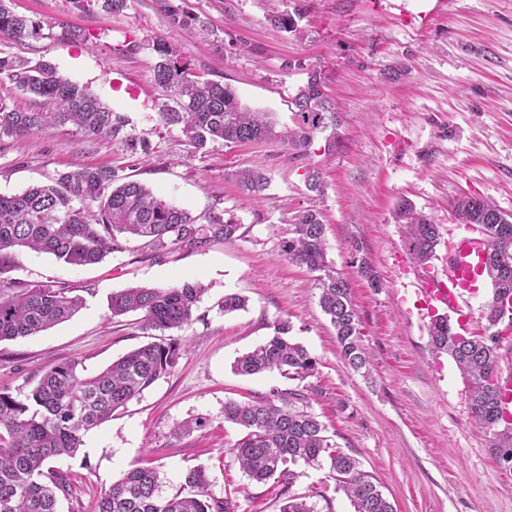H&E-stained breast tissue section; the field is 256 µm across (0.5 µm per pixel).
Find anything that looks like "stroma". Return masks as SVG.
<instances>
[{"label": "stroma", "mask_w": 512, "mask_h": 512, "mask_svg": "<svg viewBox=\"0 0 512 512\" xmlns=\"http://www.w3.org/2000/svg\"><path fill=\"white\" fill-rule=\"evenodd\" d=\"M175 2L201 25L170 27L155 0H132L120 16L82 11L72 0H13L17 12L48 26L70 23L93 40H0L3 53L49 54L64 78L126 116L156 148L144 160L68 127L7 139L0 142V194L60 171L113 165L195 216L226 209L241 224L236 241L159 259L138 240L87 267L17 252L8 274L15 289L66 284L84 300L70 320L0 342V392L19 398L50 365L74 361L92 375L147 343L136 316L109 321L112 292L186 281L204 288L192 322L177 333V366L85 433L76 458L49 461L71 486L60 512H93L112 483L143 465L158 470L163 497L201 467L209 492L230 497L236 512H281L292 496L310 497L318 512H353L327 465L303 467L286 485L250 481L234 461L231 450L244 432L225 421V402L264 400L276 391L306 396L308 411L372 475L396 512H512V475L500 469L491 434L475 425L453 359L430 344V319L447 307L424 295L428 282L447 280L454 242L474 234L458 220L456 198L480 197L512 215V0ZM297 8L303 39L269 25L271 12ZM160 36L196 75L231 86L244 105L272 113L282 126L293 121L298 90L320 72L338 107L342 140L332 156L322 154L323 138L315 140L323 195L307 191L304 163L289 160L276 142L217 143L188 154L178 131L159 117L167 99L153 83L151 43ZM257 164L269 184L253 198L230 174ZM404 201L439 226L435 255L423 266L406 248ZM304 208L322 212L327 258L351 284L369 373L345 362L313 275L283 252L290 223ZM356 244L382 288H370L354 267ZM229 293L245 297V309L224 313ZM282 320L316 358L314 376L234 373L235 359L273 336Z\"/></svg>", "instance_id": "1"}]
</instances>
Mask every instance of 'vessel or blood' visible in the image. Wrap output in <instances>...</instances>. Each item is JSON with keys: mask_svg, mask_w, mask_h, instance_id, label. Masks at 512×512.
I'll return each mask as SVG.
<instances>
[{"mask_svg": "<svg viewBox=\"0 0 512 512\" xmlns=\"http://www.w3.org/2000/svg\"><path fill=\"white\" fill-rule=\"evenodd\" d=\"M485 257V247L480 239H461L448 255L447 281L428 283V299L447 305L459 319H467L469 301L483 280Z\"/></svg>", "mask_w": 512, "mask_h": 512, "instance_id": "b4317fda", "label": "vessel or blood"}]
</instances>
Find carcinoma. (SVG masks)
<instances>
[{
	"mask_svg": "<svg viewBox=\"0 0 512 512\" xmlns=\"http://www.w3.org/2000/svg\"><path fill=\"white\" fill-rule=\"evenodd\" d=\"M12 0H0V40L24 43L33 39L89 42L90 34L68 23L58 24L60 33H44V25L11 8ZM173 28L197 22L169 3L156 0ZM76 8L98 7L122 14L130 0H72ZM301 13L276 12L270 25L287 33L301 34L296 19ZM159 57L153 71L154 84L176 106L160 112L165 127L180 132L192 154L220 142L244 145L278 141L294 161L309 159L314 138L325 135L324 152L336 153L341 140L336 104L324 92L319 73L308 77L293 104L294 127L278 129L271 113L252 110L240 102L228 85L203 80L178 61L172 45L159 38L152 44ZM0 81L12 88L44 99L47 108L19 110L0 95V142L20 140L48 126L72 127L92 139L110 141L123 150L150 156V144L128 128L127 120L106 107L86 88L63 78L56 65L41 57L33 60L0 52ZM309 191L322 194L320 169L305 167ZM245 195L257 197L266 188L268 176L262 167L234 174ZM464 224L479 228L489 244L485 267L492 284L491 297L482 310L483 332L462 338L448 315L434 316L429 327L430 344L447 353L461 372L468 389L474 421L492 432V448L498 462L511 464L512 420L505 419L502 399L500 348L502 336L512 333V317L504 319L499 301L512 295V216L491 203L472 202L462 196L453 203ZM400 216L407 220L406 241L415 262L424 265L439 244L438 225L413 212L402 202ZM240 223L234 213L223 210L199 224L187 210L157 196L138 181L119 174L112 166L83 167L57 173L47 184L32 185L12 195H0V275L13 266V251L28 248L54 256L75 266L102 262L121 250L119 239L135 237L162 257L172 248L202 251L216 243L237 238ZM288 261L316 273L319 305L336 331L341 354L355 371L370 365L360 343L359 317L350 283L327 262L324 216L307 208L298 211L283 244ZM204 288L185 282L170 288L135 286L112 294V318L140 315L139 326L149 336L162 340L146 343L113 361L89 377L77 372V363L65 362L45 369L25 398L0 392V512H58V501L69 495L68 480L44 470L56 456L74 458L82 437L112 413L137 398L180 358V343L166 333L189 325ZM82 299L67 286L32 285L18 292L0 280V341L34 336L73 317ZM291 326L282 320L275 334L238 357L234 371L255 375L276 370L290 379L313 376L317 361L307 349L290 339ZM305 396L290 392L277 399L251 403H224V420L242 427L246 434L232 449L234 461L253 481L272 478L285 483L297 476L293 467L322 460L336 480V491L351 501L354 512H395L371 476L358 461L336 447L325 435L326 427L304 407ZM208 478L201 467L190 469L179 491L169 498L158 495V473L135 467L112 484L96 502L94 512H234L230 498L208 492Z\"/></svg>",
	"mask_w": 512,
	"mask_h": 512,
	"instance_id": "1",
	"label": "carcinoma"
}]
</instances>
